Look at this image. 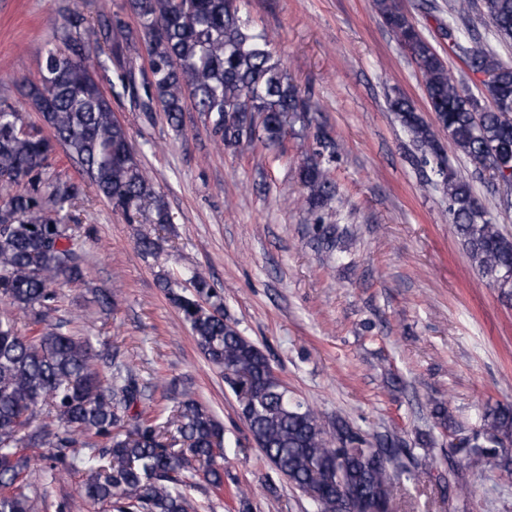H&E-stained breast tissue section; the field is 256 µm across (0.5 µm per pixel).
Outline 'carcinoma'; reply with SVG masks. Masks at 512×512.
<instances>
[{
  "mask_svg": "<svg viewBox=\"0 0 512 512\" xmlns=\"http://www.w3.org/2000/svg\"><path fill=\"white\" fill-rule=\"evenodd\" d=\"M495 34L512 40V0H483ZM473 0H454L448 25L452 47L474 39L467 24ZM136 26L117 13L92 17L68 4L49 22L39 79L21 96L41 115L42 126L26 121L18 107L0 102V302L24 314L34 335L0 319V512H34L25 493L30 457L41 450L65 472L87 475L86 500L108 512H189L186 490L202 477L224 489V427L191 395L166 421L127 412L140 398L131 371L112 366V349L96 351L85 336L50 330L46 321L57 299L55 285L83 279L82 257L74 248L76 205L81 185L51 171L56 148L64 150L99 195L131 219L153 207L159 224L170 222L162 196L135 152L129 132L95 78L120 47L142 40L148 68L124 70L119 80L140 112L158 107L170 125L183 122L186 101L210 123L219 146L260 143L276 151L288 117L319 106L290 82L272 40L240 16L238 0H130ZM375 7L423 75L435 124L425 122L402 96L389 101L424 161L444 171L443 189L456 234L472 265L501 296L512 298V237L487 218L471 184L442 163L435 128L471 159L495 170L512 167V122L479 109L477 97L448 75L434 48L422 39L398 0H375ZM472 72L488 73L485 90L504 111L512 110V64L480 42L466 50ZM318 149L299 166L305 204L316 213L336 196L326 160L336 143L317 138ZM321 249L343 252L348 230L318 225ZM191 288L177 291L164 280L169 299L189 323L197 347L224 369V382L239 402L254 443L290 484L319 493L318 512H344L350 491L358 512H394L397 484L429 467L401 441L367 437L343 418L323 424L322 416L293 398L268 358L224 319L206 275L188 272ZM114 372L106 375L102 367ZM46 415L38 419V405ZM512 438V408L485 413L479 439L456 452L489 470L512 469L503 451Z\"/></svg>",
  "mask_w": 512,
  "mask_h": 512,
  "instance_id": "obj_1",
  "label": "carcinoma"
}]
</instances>
